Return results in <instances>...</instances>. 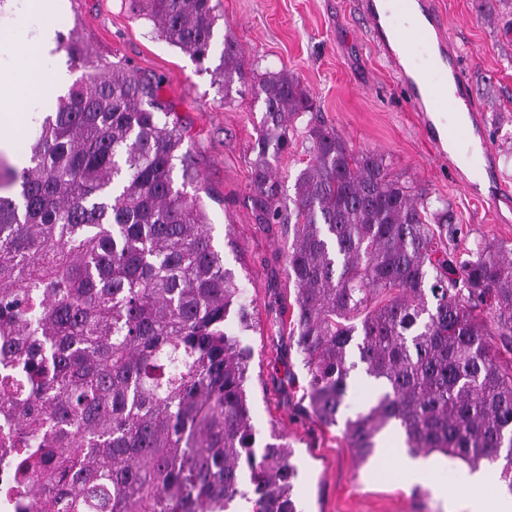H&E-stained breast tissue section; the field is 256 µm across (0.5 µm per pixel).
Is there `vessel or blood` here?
Returning <instances> with one entry per match:
<instances>
[{"mask_svg": "<svg viewBox=\"0 0 512 512\" xmlns=\"http://www.w3.org/2000/svg\"><path fill=\"white\" fill-rule=\"evenodd\" d=\"M361 8L370 23L371 40L375 48L385 55L395 77L408 90L411 109L425 113V128L430 131L435 146L454 142L467 129L482 127V109L472 95L469 81L458 66L460 51L444 25L435 0H394L396 13L406 15L415 9L420 11L423 23L411 30L382 20L375 0H362ZM417 46H426L431 50L427 68L420 72L407 66ZM438 77L451 79L454 88L451 92L433 97L429 90L433 80ZM459 110L467 114L463 122L444 129L436 128L432 120L434 113Z\"/></svg>", "mask_w": 512, "mask_h": 512, "instance_id": "1", "label": "vessel or blood"}]
</instances>
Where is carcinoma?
<instances>
[{
  "mask_svg": "<svg viewBox=\"0 0 512 512\" xmlns=\"http://www.w3.org/2000/svg\"><path fill=\"white\" fill-rule=\"evenodd\" d=\"M130 3L152 34L210 61L211 0ZM60 42L82 74L36 121L28 165L0 163V188L19 186L0 195L5 493L17 512H232L240 500L297 512L292 448H256L240 341L250 304L186 191L198 174L177 158L185 135L160 81L92 64L72 32ZM205 71L225 101L249 87L264 104L250 199L256 223L293 224L286 272L313 415L337 424L361 365L372 396L344 429L360 458L398 426L409 454L484 462L512 493V368L488 341L512 350V247L480 243L462 261L442 250L428 199L318 118L283 202L271 160L313 97L286 70H247L228 33Z\"/></svg>",
  "mask_w": 512,
  "mask_h": 512,
  "instance_id": "1",
  "label": "carcinoma"
}]
</instances>
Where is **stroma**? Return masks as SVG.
I'll use <instances>...</instances> for the list:
<instances>
[{
	"instance_id": "stroma-1",
	"label": "stroma",
	"mask_w": 512,
	"mask_h": 512,
	"mask_svg": "<svg viewBox=\"0 0 512 512\" xmlns=\"http://www.w3.org/2000/svg\"><path fill=\"white\" fill-rule=\"evenodd\" d=\"M447 28L460 48L459 64L484 110V126L473 138L488 143L496 174L469 187L463 170L431 143L389 65L374 48L359 0H212L220 16L216 43L232 32L255 71L295 73L315 99L319 114L354 150L382 155L391 173L431 200L451 208L455 256L481 242L512 245V197L496 194L512 183V0H441ZM50 26L77 34L97 64L119 62L145 78L161 81L160 95L186 132L184 141L199 178L190 193L207 204L215 247L235 271L253 313V330L241 337L252 351L246 383L251 423L258 444L279 433L294 451L293 496L300 512H470L473 496L487 502L511 491L489 471L485 485L470 488L467 467L439 452L426 456L421 481L407 480L392 445L401 431L386 428L368 458L349 448L343 422L362 410L371 381L351 374L336 426L321 424L308 410V383L290 325L295 290L285 272L288 227L254 220L249 184L252 151L264 112L252 91L225 102L208 72L149 32L135 19L128 0H64L62 11L29 16L22 0L0 13V32ZM308 115L295 121L292 145L273 169L284 194L309 158Z\"/></svg>"
}]
</instances>
